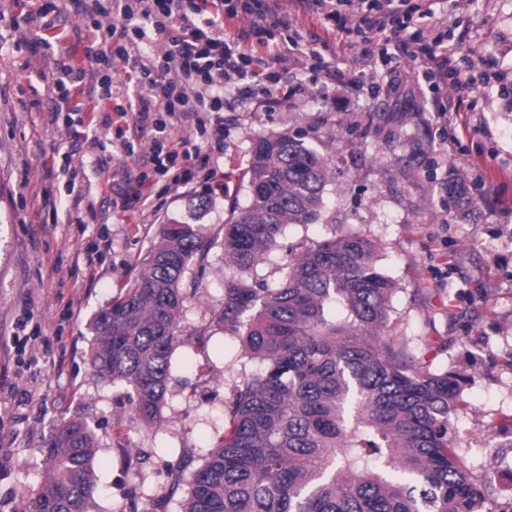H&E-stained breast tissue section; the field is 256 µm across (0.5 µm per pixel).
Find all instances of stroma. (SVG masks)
<instances>
[{"mask_svg": "<svg viewBox=\"0 0 512 512\" xmlns=\"http://www.w3.org/2000/svg\"><path fill=\"white\" fill-rule=\"evenodd\" d=\"M431 10L411 27L432 31L466 67L463 111L438 120L450 91L424 78L425 63L400 51L399 36L370 40L299 12L293 29L321 60L289 56L285 31L271 29L262 55L283 67L282 81L251 82L246 96L225 87L223 142L173 121L174 138L210 156L191 187L175 190L143 162L150 135L134 150L114 147L110 101L97 109L96 131L76 137L54 117L58 59L83 72L73 99L95 79L93 15L69 0H0V512H22L41 483L44 440L63 415L87 419L101 442L97 512H150L160 499L165 512H181L187 490L173 488L170 465L185 454L201 464L222 436L241 347L218 334L205 350L178 348L161 425L149 433L130 424L125 388L90 376V323L132 281L158 225L198 224L222 238L232 207L249 200L254 139L282 132L335 152L338 173L325 191L326 222L287 226L257 280L275 286L288 246L322 241L334 225L373 240L397 286L392 334L431 370L472 376L453 418L457 446L473 475L494 479L493 512H512V0H433ZM42 12L53 28L31 25ZM66 154L73 163L61 177ZM452 162L477 202L465 223L452 220L441 188ZM141 188L150 205L125 208ZM47 193L55 209L42 207ZM88 248L102 254L93 269L81 260ZM227 272L219 247L192 266L182 330L206 323ZM14 333L28 337L25 352L5 343ZM119 437L139 465L114 448Z\"/></svg>", "mask_w": 512, "mask_h": 512, "instance_id": "35a3bbf8", "label": "stroma"}]
</instances>
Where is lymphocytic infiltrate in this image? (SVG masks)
<instances>
[{"instance_id": "1", "label": "lymphocytic infiltrate", "mask_w": 512, "mask_h": 512, "mask_svg": "<svg viewBox=\"0 0 512 512\" xmlns=\"http://www.w3.org/2000/svg\"><path fill=\"white\" fill-rule=\"evenodd\" d=\"M295 8L315 9L337 18L340 27L350 32H405L403 49L408 56L426 61V78L456 89L468 82L454 55L439 40L428 39L422 32L409 31L413 14L424 13L422 0H384L383 5L362 15H341L335 0H291ZM90 12L119 16L120 24L96 27V41L111 44L110 54L95 55L103 66L99 80L89 91V101H100L112 95V76L107 66L115 60L133 61L138 83L147 86L148 95L135 97L128 106L119 107L117 115L134 127H152L157 137L147 163L160 174H174L176 183L191 185L202 167L197 159L199 146L173 139L167 131L166 117H175L200 131H212L223 137L220 114L224 109V87L259 76L265 82L278 84L279 71L262 68L261 51L269 26L288 28L289 15L280 0H91ZM242 16L250 26L236 37L224 34L226 26ZM163 39L167 50L159 66L132 59L130 52L146 40ZM82 79V72L68 61L58 63L56 90L59 111L67 127L83 125L88 103L70 100V88Z\"/></svg>"}]
</instances>
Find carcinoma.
I'll use <instances>...</instances> for the list:
<instances>
[{
    "mask_svg": "<svg viewBox=\"0 0 512 512\" xmlns=\"http://www.w3.org/2000/svg\"><path fill=\"white\" fill-rule=\"evenodd\" d=\"M248 175L250 202L221 242L232 273L203 326L181 329L183 284L216 239L179 222L159 225L133 282L92 323V376L132 389L141 427L162 420L177 348L222 334L262 364L242 371L202 464L173 466V487L188 485L182 512H482L495 486L465 468L450 435L469 378L431 371L388 333L397 288L375 243L335 230L288 248L275 287L249 279L288 225L322 218L333 157L287 132L259 137ZM441 187L458 218L474 214L464 179L450 172ZM98 449L86 420L56 419L24 512H91Z\"/></svg>",
    "mask_w": 512,
    "mask_h": 512,
    "instance_id": "carcinoma-1",
    "label": "carcinoma"
}]
</instances>
